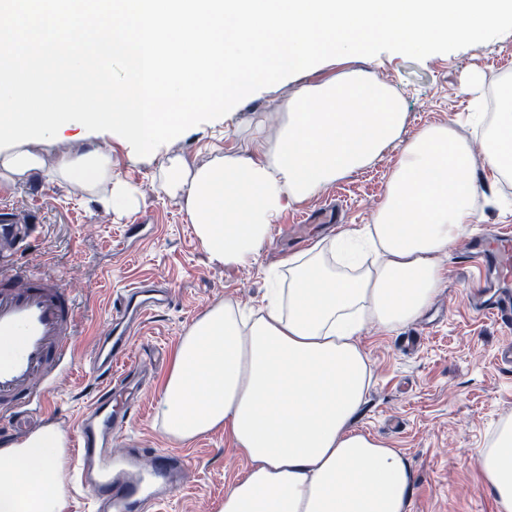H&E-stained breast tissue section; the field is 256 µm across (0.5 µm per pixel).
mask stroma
Wrapping results in <instances>:
<instances>
[{"label":"stroma","instance_id":"obj_1","mask_svg":"<svg viewBox=\"0 0 512 512\" xmlns=\"http://www.w3.org/2000/svg\"><path fill=\"white\" fill-rule=\"evenodd\" d=\"M357 69L374 73L399 95L406 112L402 140L426 125L453 121L477 144L481 128L467 92L469 78L482 74L485 103L496 105L497 82L512 76V32L421 61L384 52L344 63L322 62L248 95L230 118L196 125L144 158L116 134L97 132L87 138L77 125L41 143L51 162L88 148L110 156L119 176L142 191L129 211L105 209L68 185L44 179L26 185L0 182V201L34 225L11 263L31 271H56L66 287L82 296L73 366L49 390L55 411L47 416L30 407L19 413L5 426L13 441L47 427L72 435L78 415L97 392L87 363L97 334L111 318L113 298L137 283L165 286L168 305L146 317L130 342L125 366L141 378L139 409L113 443L123 448L134 437L141 447L176 451L194 462L187 482L161 512H218L225 490L249 463L235 453L223 430L182 445L161 429L156 389L179 340L214 304L232 300L258 307L270 272L302 249L304 241L371 223L400 146L389 145L370 166L288 206L254 258L233 269L209 260L180 204L158 194L153 180L174 154L196 168L212 160L215 148L243 151L244 127L261 119L276 101ZM474 172L482 189L474 233L512 234V193H504L482 164H475ZM334 201L343 203L345 216L328 230L320 221ZM468 245V239H461L440 257L445 278L424 316L393 332L369 327L359 337L372 377L354 426L405 452L413 471L412 512H494L471 451L486 447L498 423L512 418V367L496 359L498 349L512 342V333L474 311L472 294L480 276L466 262ZM406 336L416 337L414 350L403 348Z\"/></svg>","mask_w":512,"mask_h":512}]
</instances>
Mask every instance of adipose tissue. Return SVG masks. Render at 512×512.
Masks as SVG:
<instances>
[{
    "instance_id": "1",
    "label": "adipose tissue",
    "mask_w": 512,
    "mask_h": 512,
    "mask_svg": "<svg viewBox=\"0 0 512 512\" xmlns=\"http://www.w3.org/2000/svg\"><path fill=\"white\" fill-rule=\"evenodd\" d=\"M483 135V166L512 180V78ZM259 122L252 150L189 168L169 157L157 191L183 201L209 259L247 263L283 211L370 164L399 137L406 113L368 71L306 86ZM372 224L310 244L282 262L266 301L245 312L214 305L188 327L161 379L160 422L187 444L223 429L249 468L224 492L220 512H410L413 478L397 448L356 430L370 382L358 345L366 324L390 332L420 318L444 274L441 254L477 221L473 145L454 123L428 125L401 142ZM118 210L138 192L95 150L54 165L23 147L0 151V180L43 174ZM472 458L495 512H512V421ZM66 438L48 427L0 446V512H67Z\"/></svg>"
}]
</instances>
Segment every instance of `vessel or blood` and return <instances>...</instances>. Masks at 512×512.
Instances as JSON below:
<instances>
[{"instance_id": "1", "label": "vessel or blood", "mask_w": 512, "mask_h": 512, "mask_svg": "<svg viewBox=\"0 0 512 512\" xmlns=\"http://www.w3.org/2000/svg\"><path fill=\"white\" fill-rule=\"evenodd\" d=\"M31 226L13 212L0 214V418L31 403L47 404L46 392L74 360L79 302L57 275L23 271L6 263L30 235ZM479 269H494L502 282L512 281V239L480 236L467 256ZM512 331V295L481 306ZM130 329L105 331L89 360L100 381L91 404L76 423L77 481L90 495L94 512H157L186 479L187 463L173 451L131 448L113 454L112 438L136 409L124 394L125 375L118 367L129 349ZM152 454L151 466L142 456Z\"/></svg>"}]
</instances>
